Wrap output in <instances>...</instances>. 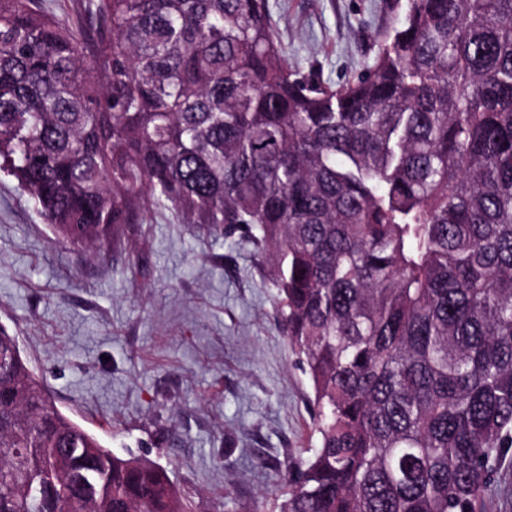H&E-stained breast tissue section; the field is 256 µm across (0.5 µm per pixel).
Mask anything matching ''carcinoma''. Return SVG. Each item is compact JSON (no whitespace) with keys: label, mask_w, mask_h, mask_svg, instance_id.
<instances>
[{"label":"carcinoma","mask_w":512,"mask_h":512,"mask_svg":"<svg viewBox=\"0 0 512 512\" xmlns=\"http://www.w3.org/2000/svg\"><path fill=\"white\" fill-rule=\"evenodd\" d=\"M356 80L288 65L269 0H0V171L99 257L148 205L240 226L313 388L280 512H485L512 452V0H393ZM0 333V512H188ZM89 0H39V3L64 19H79L82 24L89 23L85 6Z\"/></svg>","instance_id":"carcinoma-1"}]
</instances>
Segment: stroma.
Wrapping results in <instances>:
<instances>
[{
    "label": "stroma",
    "instance_id": "stroma-1",
    "mask_svg": "<svg viewBox=\"0 0 512 512\" xmlns=\"http://www.w3.org/2000/svg\"><path fill=\"white\" fill-rule=\"evenodd\" d=\"M389 3L269 0L289 64L334 87L371 64ZM0 327L63 413L164 467L192 512H279L284 462L317 445L311 382L254 246L170 205L127 225L108 258L83 260L0 174Z\"/></svg>",
    "mask_w": 512,
    "mask_h": 512
}]
</instances>
